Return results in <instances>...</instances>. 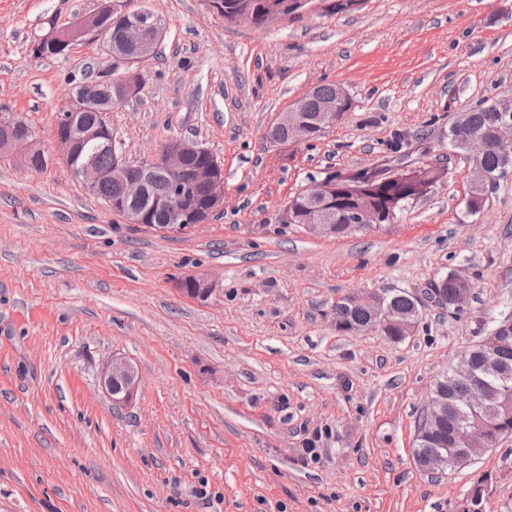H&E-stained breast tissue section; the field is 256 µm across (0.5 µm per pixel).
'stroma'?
Instances as JSON below:
<instances>
[{
    "label": "stroma",
    "instance_id": "35a3bbf8",
    "mask_svg": "<svg viewBox=\"0 0 512 512\" xmlns=\"http://www.w3.org/2000/svg\"><path fill=\"white\" fill-rule=\"evenodd\" d=\"M137 5L166 32L112 134L134 162L198 142L224 165V208L165 233L89 192L54 133L81 78L124 65L97 41L31 42L98 0H0V113L47 159L0 155V512H457L478 481L486 512H512V437L442 474L413 458L434 382L512 315V176L468 214L472 164L448 146L459 113L512 88V0H364L263 26L208 0ZM326 82L352 109L310 144L268 142ZM397 143L445 175L393 222L336 238L285 221L311 180ZM449 272L473 289L457 310L423 297ZM195 273L210 300L179 290ZM401 291L422 299L403 340L337 329L345 295ZM115 357L140 376L122 406L98 381Z\"/></svg>",
    "mask_w": 512,
    "mask_h": 512
}]
</instances>
